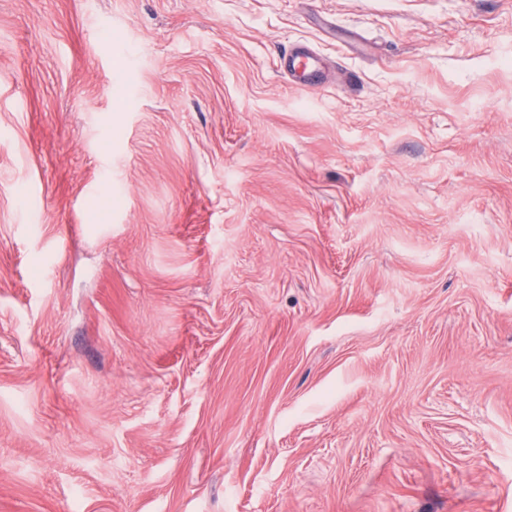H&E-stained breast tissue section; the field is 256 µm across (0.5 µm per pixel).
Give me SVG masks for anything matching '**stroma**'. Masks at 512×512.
<instances>
[{
	"label": "stroma",
	"mask_w": 512,
	"mask_h": 512,
	"mask_svg": "<svg viewBox=\"0 0 512 512\" xmlns=\"http://www.w3.org/2000/svg\"><path fill=\"white\" fill-rule=\"evenodd\" d=\"M0 512H512V0H0ZM279 69L288 78V75L299 73V80L316 84L318 82L317 71L320 59L316 53L305 44H297L289 48L279 58Z\"/></svg>",
	"instance_id": "1"
}]
</instances>
